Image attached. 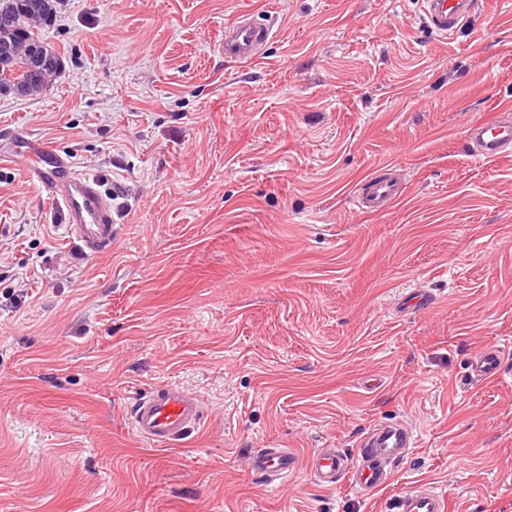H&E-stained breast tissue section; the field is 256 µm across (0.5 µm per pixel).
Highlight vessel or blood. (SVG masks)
Here are the masks:
<instances>
[{"label": "vessel or blood", "instance_id": "vessel-or-blood-1", "mask_svg": "<svg viewBox=\"0 0 512 512\" xmlns=\"http://www.w3.org/2000/svg\"><path fill=\"white\" fill-rule=\"evenodd\" d=\"M424 17L438 34L448 35L461 27L468 17L472 0H422ZM274 35L273 29L251 20L235 22L224 28V55L239 60L256 59L261 46ZM468 141L475 153L494 160L512 153V118L497 114L476 122L468 129ZM19 142L38 160L32 167L33 178L55 201L64 216L69 241L84 253L93 255L110 249L117 235L112 203L100 189L96 178L79 169L70 156L41 145L28 137ZM402 194L401 185L388 178L371 179L368 190L358 196L359 208L381 213ZM504 361L501 346L488 344L477 348L473 372L476 377H495ZM132 430L146 441L168 444L183 439L201 420V403L180 387L167 384L130 400ZM413 443V435L400 425L375 428L359 444L356 456L332 451L312 454L306 463L285 448H261L251 457L252 472L267 478H286L298 468H306L322 488L332 489L342 478L364 494L384 487L391 478L390 466L403 459ZM396 512H448L447 500L436 492L419 487L397 500Z\"/></svg>", "mask_w": 512, "mask_h": 512}]
</instances>
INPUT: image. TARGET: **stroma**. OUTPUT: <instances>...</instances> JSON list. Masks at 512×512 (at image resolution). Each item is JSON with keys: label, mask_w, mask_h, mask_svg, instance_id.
Here are the masks:
<instances>
[{"label": "stroma", "mask_w": 512, "mask_h": 512, "mask_svg": "<svg viewBox=\"0 0 512 512\" xmlns=\"http://www.w3.org/2000/svg\"><path fill=\"white\" fill-rule=\"evenodd\" d=\"M244 14L275 31L248 62ZM42 36L59 74L0 94V512H390L418 485L512 512V157L466 138L512 109V0L445 38L419 0H62ZM17 131L99 179L111 250L68 241ZM388 173L400 199L360 211ZM161 383L202 400L173 445L128 421ZM396 421L370 499L247 466ZM274 35L273 28L251 20L235 22L224 28V56L239 60H253L259 50ZM504 361V352L501 346L488 344L477 348L473 361V372L480 379L495 377Z\"/></svg>", "instance_id": "obj_1"}]
</instances>
